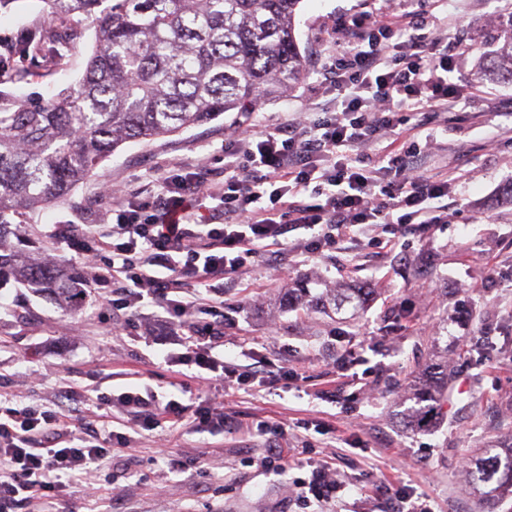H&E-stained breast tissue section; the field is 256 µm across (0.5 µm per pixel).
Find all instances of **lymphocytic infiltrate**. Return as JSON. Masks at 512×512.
I'll list each match as a JSON object with an SVG mask.
<instances>
[{"label": "lymphocytic infiltrate", "mask_w": 512, "mask_h": 512, "mask_svg": "<svg viewBox=\"0 0 512 512\" xmlns=\"http://www.w3.org/2000/svg\"><path fill=\"white\" fill-rule=\"evenodd\" d=\"M439 3L382 0L375 12L343 23L322 68L321 119L231 139L221 180L172 170L149 198L129 187L113 195L112 221L97 232L62 225L55 242L73 247L82 269L73 302L104 291L122 328L154 304L159 313L143 335L180 337L178 363L222 371L240 385L263 378V362L242 370L213 356L224 325L201 319V299L186 287L195 283L222 296L226 278L287 246L293 232L315 255L377 226L394 235L447 221L449 179L421 174L416 147L397 145L398 113H414L426 125L453 111L462 95L450 80L452 48L434 36L448 25ZM384 135L391 140L383 157L395 172L391 179L356 153ZM191 198L212 200L211 215L199 218ZM175 389L176 398L165 402L137 387L113 395L123 415L118 422L102 414L99 397L68 409L0 405V512H25L35 500L79 484L98 498L86 476L112 448H134L139 434L181 422L180 397L190 386L182 381Z\"/></svg>", "instance_id": "f902f5d3"}]
</instances>
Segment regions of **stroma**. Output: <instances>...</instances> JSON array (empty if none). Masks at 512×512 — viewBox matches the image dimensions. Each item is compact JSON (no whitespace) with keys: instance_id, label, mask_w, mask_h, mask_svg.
Here are the masks:
<instances>
[{"instance_id":"obj_1","label":"stroma","mask_w":512,"mask_h":512,"mask_svg":"<svg viewBox=\"0 0 512 512\" xmlns=\"http://www.w3.org/2000/svg\"><path fill=\"white\" fill-rule=\"evenodd\" d=\"M504 0H445L459 19L449 29L454 76L464 89L455 111L415 141L419 169L452 176L453 217L427 224L397 246L344 240L338 250L308 258L292 248L264 256L224 282V344L214 356L238 365L265 360L288 368L285 382L239 385L219 374L195 383L184 404H224L242 422L285 424L288 439L312 457H333L348 487L335 512H386L390 496L423 498L434 512H480L469 487L468 462L484 446L512 437V84L486 79L479 57L490 45ZM376 0H302L295 35L306 78L286 96L254 112H227L189 130L122 145L69 195L20 216L21 239L42 255L56 225L89 232L112 221V200L100 188L155 190L175 163L222 177L224 142L232 127L264 130L314 120L310 104L325 100L318 74L334 46L337 18H358ZM40 0H14L0 11V59L44 26ZM93 45L87 23L73 27L64 59L35 58L25 82L0 78V89L25 99L49 97L84 74ZM308 283L323 292L348 283L372 291L362 314L298 309L280 304L287 287ZM179 351L173 337L143 340L114 329L112 309L95 297L73 310L17 283L0 285V399L46 404L64 387L107 397L130 386L166 398L173 373L165 357ZM453 373L452 396L423 427L407 422L417 383ZM186 415L178 435L161 442L144 432L134 450L113 449L90 474L112 488L108 505H89L81 488L59 500L38 501L35 512H313L298 498L308 475L296 457L277 467L260 460L263 437L196 431ZM177 472L165 473L166 458Z\"/></svg>"}]
</instances>
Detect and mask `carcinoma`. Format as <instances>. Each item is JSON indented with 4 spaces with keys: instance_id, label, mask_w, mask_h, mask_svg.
<instances>
[{
    "instance_id": "carcinoma-1",
    "label": "carcinoma",
    "mask_w": 512,
    "mask_h": 512,
    "mask_svg": "<svg viewBox=\"0 0 512 512\" xmlns=\"http://www.w3.org/2000/svg\"><path fill=\"white\" fill-rule=\"evenodd\" d=\"M51 27L12 51L14 81L29 76L37 55L58 56L63 25L94 20V43L73 87L32 104L0 91V280L8 276L69 298L76 278L5 245L15 218L66 195L123 144L182 132L226 112H251L292 92L305 78L295 37L302 0H41ZM493 50L482 57L491 81L512 83V7L503 9ZM364 288H335L313 297L282 295L311 309L368 301ZM445 386L416 389L411 422L441 409ZM471 492L480 502L512 492V443L492 445L476 459Z\"/></svg>"
}]
</instances>
